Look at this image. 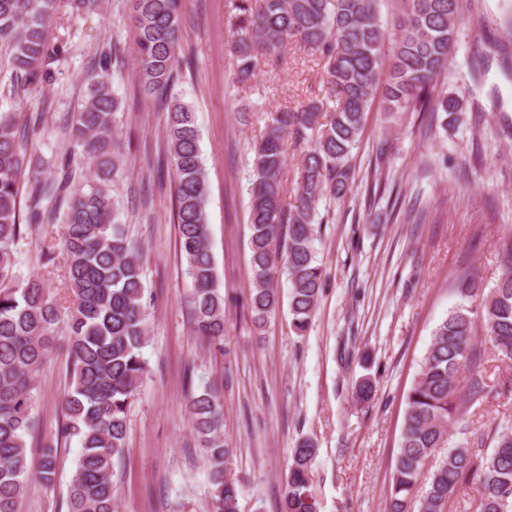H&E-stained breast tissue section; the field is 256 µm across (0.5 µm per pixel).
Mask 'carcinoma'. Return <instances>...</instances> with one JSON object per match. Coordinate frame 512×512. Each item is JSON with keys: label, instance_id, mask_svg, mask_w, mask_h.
<instances>
[{"label": "carcinoma", "instance_id": "1", "mask_svg": "<svg viewBox=\"0 0 512 512\" xmlns=\"http://www.w3.org/2000/svg\"><path fill=\"white\" fill-rule=\"evenodd\" d=\"M99 2L0 0V42L10 48L14 96L49 80L51 64L65 53L64 45L52 46L46 36L57 6L84 15L98 10ZM180 10L181 0H136L138 83L153 107L167 114L175 223L192 282L193 328L223 352L224 292L210 250L200 129L193 108L175 92ZM231 10L233 81L239 87L250 86L263 58L277 54L289 36L300 37L325 59L323 96L270 112L250 167L252 288L245 309L254 327L263 328L283 304L284 274L291 324L302 335L325 278L315 249L316 226L324 223L317 205L352 191L358 178L353 150L376 98L387 112L418 113L426 121L425 136L458 120L460 99L436 88L463 6L461 0H406L390 29L380 18L378 0H263L257 11L251 0H232ZM117 62L113 49L94 52L87 100L63 121L65 147L49 158L30 149L43 113L22 122L16 112H0V512H21L30 477L27 439L39 431L36 375L62 332L72 388L56 434L41 443L36 477L53 485L59 440H75L80 451L66 512H116L115 460L125 452L130 407L147 374L143 247L112 199L121 173L116 148L122 101L109 82ZM330 102L335 107L326 114ZM290 142L305 145L292 205L286 203ZM31 237L46 272L63 260L69 304L51 294L43 275L19 272L20 245ZM499 249L505 272L495 287L463 274L455 282L459 303L432 331L406 396L386 512H446L467 480L477 483L478 512H512V422L492 425L491 447L479 455L459 412L460 400L475 404L488 395L483 355L474 341L477 324L498 357L512 362V230L501 236ZM374 391L365 378L353 398L367 404ZM188 414L208 469L207 512H239L242 487L228 467L234 449L224 438L223 388L206 385L191 395ZM441 448L446 452L424 473ZM316 456L307 438L292 448L279 512H317Z\"/></svg>", "mask_w": 512, "mask_h": 512}]
</instances>
